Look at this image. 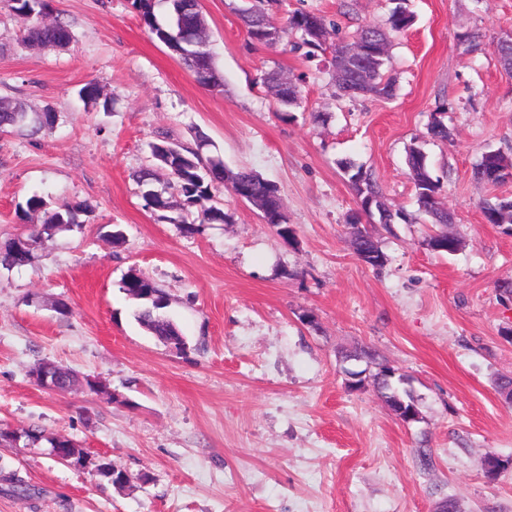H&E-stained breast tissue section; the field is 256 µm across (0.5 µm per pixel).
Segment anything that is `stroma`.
<instances>
[{"mask_svg":"<svg viewBox=\"0 0 512 512\" xmlns=\"http://www.w3.org/2000/svg\"><path fill=\"white\" fill-rule=\"evenodd\" d=\"M413 25L391 36L394 98H337L331 57L295 51L297 34L252 43L232 0H202L222 88L199 85L155 41L129 0H51L67 22L64 47H29V22L0 0V98L52 109V132L0 131V243L47 212L85 203L80 227L43 238L32 263L0 268V429L45 439L0 447V468L32 486L0 487V512H512V402L495 388L512 376V233L485 223L483 201L512 199V179L473 176L482 152L512 158V75L498 45L512 36V0H408ZM391 0H267L283 25L302 9L342 32L385 25ZM478 34L468 52L458 40ZM276 69L299 79V105L282 109L262 83ZM96 83L109 110L83 102ZM322 113L314 121L313 113ZM443 113L451 142L427 127ZM165 133L230 170L273 183L292 241L225 186L223 222L194 233L145 208L137 173ZM423 146L440 176L459 251L427 249L406 163ZM370 168L389 205L414 224L372 230L388 256H355L345 220L356 199L338 160ZM40 196L44 209L19 213ZM123 238L113 242V228ZM130 273L169 297L167 315L188 347L158 343L120 289ZM69 306L60 315L58 302ZM376 354L403 374L421 417L400 421L378 392ZM49 359L79 381L48 390L29 369ZM362 384L348 385L349 371ZM97 383L89 389L87 380ZM108 456L123 489L90 469L55 462L48 435ZM431 451L422 470L414 451ZM506 462L486 482L483 459Z\"/></svg>","mask_w":512,"mask_h":512,"instance_id":"stroma-1","label":"stroma"}]
</instances>
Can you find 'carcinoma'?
<instances>
[{"label": "carcinoma", "mask_w": 512, "mask_h": 512, "mask_svg": "<svg viewBox=\"0 0 512 512\" xmlns=\"http://www.w3.org/2000/svg\"><path fill=\"white\" fill-rule=\"evenodd\" d=\"M264 0H241V3L234 7L244 23L247 37L254 43L272 44L277 42L281 35L288 32L300 34L297 49L304 51V55L312 58L327 51L326 39H315L311 36L310 25L316 24L323 29L328 28L326 18L312 11L298 10L288 16L285 27L273 35L264 33V22L267 19ZM13 10L24 17L39 16L48 13L50 9L49 0H12ZM164 4L166 8V19L159 21L156 15L158 4ZM131 8L138 14L149 32L161 43L172 41L173 36L184 31L194 33L199 22V10L195 0H130ZM414 21V15L400 2L392 10L388 18L387 27H361L354 32V35H346L336 31V43L332 45V66H337L341 55L344 53L346 43L354 36H364L368 39L374 51L366 54L361 62L355 64L350 70L346 81L341 82L332 78V85L335 87V94L339 98L356 99L360 96H379L377 85H384L385 97L390 99L396 94V78L388 74V44L393 33H399L409 28ZM25 41L34 44H49L64 46L71 40L69 26L60 21L53 20L49 24L37 22L33 24L24 36ZM210 60V82L218 87L223 86V78L217 69L215 58L208 45L201 47H185L184 54L179 56L182 65L191 73L197 76L200 68V61L203 57ZM280 72L271 70L263 78V83L274 94L278 104L288 108L298 103L301 96V89L298 84L293 83L288 88L280 87ZM81 99L94 104L102 103L103 111L110 108L109 100L101 99L99 88L89 83L79 91ZM55 122V116L50 111H45L36 117L27 112L26 107L19 101L0 99V128L15 127L25 128L31 124L36 130L51 128ZM428 134L431 138L446 142L451 139L452 133L448 132V125L444 122V116L435 117L430 122ZM171 145V138L162 133L158 135L157 141L151 144V156L155 159L154 165L142 169L138 176L139 183L145 185L156 179V170L166 172L167 184L176 188L180 199L174 200L170 197L144 195L145 207L159 212L158 218L172 224H180L183 229L191 233L195 231L194 225L188 223L184 212L194 208L197 210L199 223H222L224 222V211L211 204V188L224 182V160L216 155L207 158L202 156L201 149L205 145V139H200L197 148L177 146L181 164L173 169L165 163L157 160L159 146ZM497 174L491 176L487 167L479 163L474 168V177L478 180L499 183L509 176L507 170L512 168V160L508 159L498 150L490 151ZM407 165L409 167L413 184L415 187L416 202L418 210L431 218L433 224H446L452 220V216L446 210L440 208L439 194L441 190L440 178L435 176L427 162V157L417 144H412L407 149ZM338 166L348 175V182L355 196L371 194L375 196V202L371 209L377 223L390 227L393 224H409L412 222L411 215L402 210H392L385 202L384 195L377 186L372 174L363 167L356 165L349 159L338 161ZM237 182L247 185L250 195L261 201L265 200L273 184L262 178L259 174L241 169L235 172ZM482 213L486 215L492 224H512V200H497L495 202L485 201L482 206ZM84 211L80 205L67 206L61 211H55L48 216L39 228L25 236L30 242V248L19 253L16 241L10 239L0 246V266L10 269L30 263L34 259V251L44 236L68 228L70 224L78 223V213ZM375 250L380 255H385L379 240L369 230H364L358 242L357 251ZM140 325L157 342L167 346L171 343L186 344V340L177 325L172 319L160 312V308L152 301H147L136 314ZM361 357L369 363H376L375 354L369 350L361 352ZM378 364V363H376ZM394 370L378 364V372L374 381L378 388L384 393L387 402L390 404L400 403L405 408L417 411L414 399L411 395H402L394 386ZM47 441L51 450L64 449L72 456V462L85 466L91 464L94 473L102 481H107L112 486L120 489L128 483L127 474L112 463L106 457L96 461H90L85 449L81 448L73 440L49 436Z\"/></svg>", "instance_id": "1"}]
</instances>
